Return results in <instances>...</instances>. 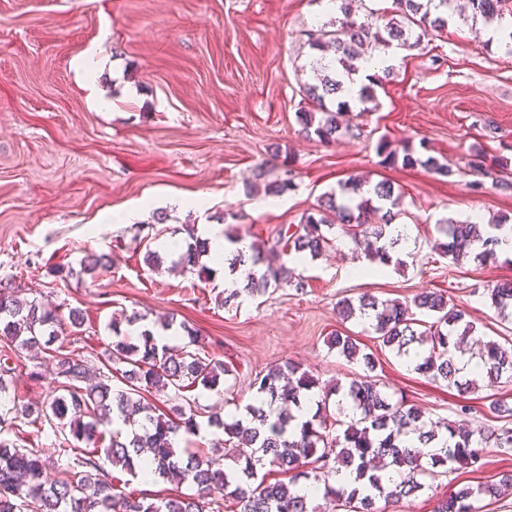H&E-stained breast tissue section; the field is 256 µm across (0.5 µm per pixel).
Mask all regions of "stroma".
I'll return each mask as SVG.
<instances>
[{
    "label": "stroma",
    "mask_w": 512,
    "mask_h": 512,
    "mask_svg": "<svg viewBox=\"0 0 512 512\" xmlns=\"http://www.w3.org/2000/svg\"><path fill=\"white\" fill-rule=\"evenodd\" d=\"M322 0H0V280L28 298L80 308L82 356L101 368L112 336V314L139 312L148 321L173 313L198 330L201 355L229 369L217 390L152 392L165 411L195 401L201 410L231 415L248 403L257 373L288 361L320 384L348 382L362 365L347 361L327 339L353 336L373 354L380 390L433 420L472 427H512L491 398L512 406V381L489 384L472 375L467 398L416 373L379 346L367 320H341L338 304L368 293L406 300L439 291L465 308L482 340L512 343L484 291L512 280L505 257L484 264L450 263L437 248L440 219L512 223V54L455 17L444 36L395 53L394 72L376 89L371 111L352 113L364 134L324 145L295 120L300 86L312 77L304 33L329 21ZM101 49L102 66L83 64ZM399 149L426 145L456 174L425 167H385L378 140ZM486 165L471 171L473 147ZM277 157L296 188L273 199L247 192L258 165ZM352 176L389 180L403 194L406 267L366 271L350 237L337 236L319 257L295 265L304 290L285 287L257 299L220 306V275L152 270L147 248H159L160 228L220 224L248 242H272L284 225H299L319 198ZM481 190L472 191L473 182ZM203 197L198 210H175L174 197ZM132 211L127 224L100 214ZM164 224H157V215ZM106 253L112 267L80 271L85 252ZM512 455L487 449L480 468H462L377 512H436L449 492L498 480Z\"/></svg>",
    "instance_id": "1"
}]
</instances>
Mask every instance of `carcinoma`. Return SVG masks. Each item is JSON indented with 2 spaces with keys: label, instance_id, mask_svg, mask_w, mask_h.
<instances>
[{
  "label": "carcinoma",
  "instance_id": "cac0c4a2",
  "mask_svg": "<svg viewBox=\"0 0 512 512\" xmlns=\"http://www.w3.org/2000/svg\"><path fill=\"white\" fill-rule=\"evenodd\" d=\"M334 2L342 17L305 33V44L313 51V82L302 84L304 106L295 113L305 135L327 144L341 134H363L357 126L342 125L339 115L353 100L375 101L377 76L369 78L355 97L344 86L345 79L367 60L365 50L419 47L430 33L448 28L453 0H393L394 15L376 27L356 19L353 4L362 0ZM469 2L475 25L490 26L506 15L512 17V0ZM377 154L384 166L421 165L441 177L456 175L448 163L432 155L423 160L409 146L398 151L381 141ZM254 178L264 182L271 197L295 189L289 169L276 174L262 163ZM400 204L401 194L387 180L377 182L370 195L363 192V183L344 182L340 192L328 193L314 212L303 216L293 233L281 229L276 244L255 242L247 253L235 250L228 269L243 270V286L228 292L225 301L263 296L271 288L304 287L281 262L277 244L292 249L296 260L316 258L331 247L328 233L335 228L363 246L370 263L380 268L405 264L395 256L399 239L391 235ZM439 223L448 236L441 251L451 262L470 258L483 264L498 258L500 239L494 231L503 227L501 222L448 218ZM182 231L186 246L176 264L199 277L210 274L203 262L209 256L207 242L196 235L193 224ZM111 264L110 255L88 251L80 261V272L92 274ZM487 293L499 316H512V280L497 283ZM417 310L432 313L433 321L415 318ZM340 313L347 319H374L372 329L381 345L408 359L416 372L453 386L460 394L472 392L455 356L466 353L473 324L466 310L443 294L421 292L406 302H380L363 294L355 301L343 300ZM83 323L78 308L65 313L59 306L30 301L10 285L0 284V358L18 359L25 350L41 348L49 356L46 372L55 383V390L41 404L14 402L0 414V512H221L223 501L236 504L237 512H375L376 499L397 503L423 490L441 473L477 463L488 447L503 455L512 453V428L486 430L426 420L405 400L391 401L369 375L375 368L371 354L340 332L332 337L331 346L347 360L363 363L367 374L347 386L321 388L316 410L307 405L314 399L318 380L287 361L256 378L252 402L243 413L228 421L216 409L203 423L194 403L177 409L172 418L155 412L142 396L151 389L180 392L219 386L227 373L224 362L203 359L189 350L199 343L191 328L180 324L188 342L175 351L156 339L157 330L173 329L175 319L170 315L144 326L134 341L121 323L108 324L112 342L104 353L107 372L88 384L87 361L75 347ZM480 360L489 383L512 380V345L488 341ZM112 369L120 374L123 386L112 384ZM345 401L352 405L350 416L344 413ZM33 415L68 434L56 448V462L66 474L61 480L48 477L50 462L38 449L20 448L3 437L4 428ZM204 426L225 438H216L210 449L188 447L178 454L175 444L193 442ZM218 448L238 463L237 469L224 471ZM268 466L290 474L289 481H266L262 470ZM115 467L133 477L146 468L163 479L176 475L196 493L154 499L126 492L113 483ZM347 473L354 476L353 482L344 479ZM508 488H512V471L503 472L496 482L451 492L438 512H478V501L495 499Z\"/></svg>",
  "mask_w": 512,
  "mask_h": 512
}]
</instances>
